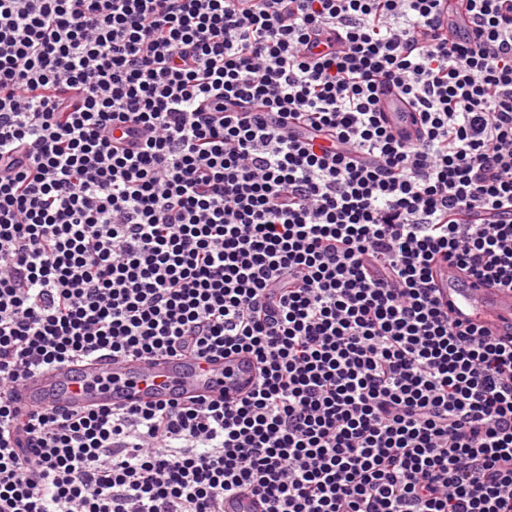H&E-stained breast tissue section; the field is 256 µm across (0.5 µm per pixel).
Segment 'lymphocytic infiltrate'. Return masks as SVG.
Wrapping results in <instances>:
<instances>
[{
  "mask_svg": "<svg viewBox=\"0 0 512 512\" xmlns=\"http://www.w3.org/2000/svg\"><path fill=\"white\" fill-rule=\"evenodd\" d=\"M464 2L0 0V512H512V336L432 278L512 289V0ZM241 353L237 401L10 398ZM383 110L388 123L395 132L405 134L411 130V119L409 113H406L411 111L395 90L392 89L387 92L384 98Z\"/></svg>",
  "mask_w": 512,
  "mask_h": 512,
  "instance_id": "obj_1",
  "label": "lymphocytic infiltrate"
}]
</instances>
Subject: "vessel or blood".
<instances>
[{"label": "vessel or blood", "instance_id": "vessel-or-blood-1", "mask_svg": "<svg viewBox=\"0 0 512 512\" xmlns=\"http://www.w3.org/2000/svg\"><path fill=\"white\" fill-rule=\"evenodd\" d=\"M383 110L395 132L411 129L408 106L396 91L387 92ZM433 279L440 302L455 321L483 326L496 336H512L511 289L470 279L445 263L434 266ZM256 376V365L246 355L225 360L167 355L82 360L27 375L13 385L11 397L23 408L66 411L197 396L233 401L252 388Z\"/></svg>", "mask_w": 512, "mask_h": 512}]
</instances>
